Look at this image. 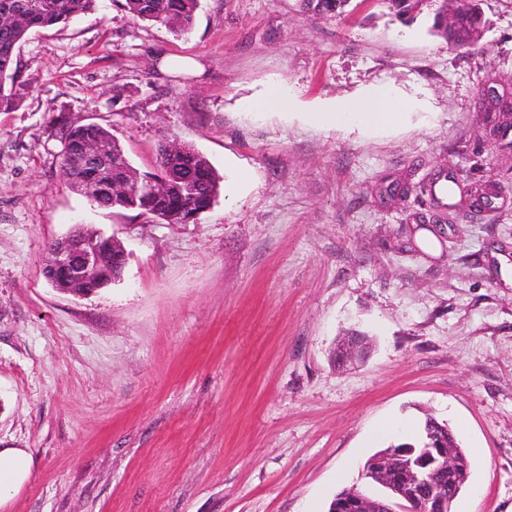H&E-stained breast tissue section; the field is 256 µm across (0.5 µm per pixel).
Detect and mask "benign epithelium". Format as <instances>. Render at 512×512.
<instances>
[{
    "mask_svg": "<svg viewBox=\"0 0 512 512\" xmlns=\"http://www.w3.org/2000/svg\"><path fill=\"white\" fill-rule=\"evenodd\" d=\"M163 185L150 179L129 189L122 179L112 180V187H121L125 195L134 198L143 191L158 194ZM49 253L46 279L68 294H90V282L110 275L112 269V237L100 232L88 234L75 229L54 241ZM367 353L366 336L351 330L338 341L333 357L336 363L349 367ZM460 472L456 455L444 443L441 432L432 429L419 450L392 448L367 460L365 473L376 476L390 491L388 498L346 493L336 500L334 512H446Z\"/></svg>",
    "mask_w": 512,
    "mask_h": 512,
    "instance_id": "benign-epithelium-1",
    "label": "benign epithelium"
}]
</instances>
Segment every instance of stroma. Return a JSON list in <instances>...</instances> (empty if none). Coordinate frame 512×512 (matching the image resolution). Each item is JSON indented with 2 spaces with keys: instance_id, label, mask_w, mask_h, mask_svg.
<instances>
[{
  "instance_id": "1",
  "label": "stroma",
  "mask_w": 512,
  "mask_h": 512,
  "mask_svg": "<svg viewBox=\"0 0 512 512\" xmlns=\"http://www.w3.org/2000/svg\"><path fill=\"white\" fill-rule=\"evenodd\" d=\"M471 49L381 0L316 17L301 0H200L190 34L94 13L32 32L0 112V448L31 474L0 512H327L337 475L378 493L359 449L446 422L466 512H512V151H491L481 87L512 93V0H482ZM192 55L196 75L163 73ZM386 92L391 127L270 111ZM108 126L139 172L176 140L220 177L187 224L103 210L60 169V119ZM493 182V207L474 187ZM114 236L121 278L45 279L49 244ZM374 342L346 370L343 332Z\"/></svg>"
}]
</instances>
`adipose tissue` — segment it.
<instances>
[{
	"instance_id": "1",
	"label": "adipose tissue",
	"mask_w": 512,
	"mask_h": 512,
	"mask_svg": "<svg viewBox=\"0 0 512 512\" xmlns=\"http://www.w3.org/2000/svg\"><path fill=\"white\" fill-rule=\"evenodd\" d=\"M395 106L384 94L374 93L345 105H324L307 113L308 121L336 127L357 123L367 129L384 128L393 122ZM31 461L21 448H0V501L16 491L30 476Z\"/></svg>"
}]
</instances>
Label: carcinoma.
<instances>
[{
  "label": "carcinoma",
  "instance_id": "obj_1",
  "mask_svg": "<svg viewBox=\"0 0 512 512\" xmlns=\"http://www.w3.org/2000/svg\"><path fill=\"white\" fill-rule=\"evenodd\" d=\"M122 10L142 21L168 28L175 34L191 30L198 0H116ZM304 8L315 15L337 17L345 13L350 0H302ZM400 21L412 22L422 14L425 0H383ZM456 8L453 27L444 26L440 3L434 12L431 28L448 43L450 48L468 44L470 29L478 22L480 0H461ZM98 0H0V112H11L19 104L15 92L18 75L17 55L28 34L47 29L77 14L96 10ZM62 142L61 169L72 186L92 185L103 194L94 204L106 210H132L166 224H177L185 207L204 212L214 201L219 181L208 161L193 149L173 144L161 149L160 158L171 166L165 177L167 189L160 195H148L133 204L125 197L112 193V169L130 167L111 131L98 123L67 121L59 125ZM94 143L109 144L111 153L105 160L88 164L83 161L85 151Z\"/></svg>",
  "mask_w": 512,
  "mask_h": 512
}]
</instances>
